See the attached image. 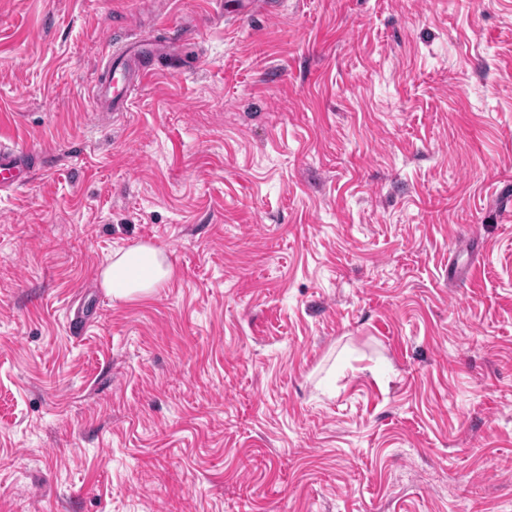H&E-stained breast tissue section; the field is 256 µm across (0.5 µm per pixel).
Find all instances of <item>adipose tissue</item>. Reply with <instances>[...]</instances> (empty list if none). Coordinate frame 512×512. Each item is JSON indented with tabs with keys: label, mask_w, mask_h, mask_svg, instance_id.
I'll use <instances>...</instances> for the list:
<instances>
[{
	"label": "adipose tissue",
	"mask_w": 512,
	"mask_h": 512,
	"mask_svg": "<svg viewBox=\"0 0 512 512\" xmlns=\"http://www.w3.org/2000/svg\"><path fill=\"white\" fill-rule=\"evenodd\" d=\"M172 276L163 250L145 243L113 252L101 272V285L114 301L150 295Z\"/></svg>",
	"instance_id": "obj_1"
}]
</instances>
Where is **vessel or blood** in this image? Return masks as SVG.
Here are the masks:
<instances>
[{
    "instance_id": "obj_1",
    "label": "vessel or blood",
    "mask_w": 512,
    "mask_h": 512,
    "mask_svg": "<svg viewBox=\"0 0 512 512\" xmlns=\"http://www.w3.org/2000/svg\"><path fill=\"white\" fill-rule=\"evenodd\" d=\"M160 27L168 32L167 40L158 42L132 35L126 43L106 50L104 64L95 83L97 111L118 115L128 111L133 91L153 76L157 63L178 50L176 26L164 21ZM31 157V152L0 141V190L26 180L32 170Z\"/></svg>"
}]
</instances>
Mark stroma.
Returning <instances> with one entry per match:
<instances>
[{
  "label": "stroma",
  "instance_id": "stroma-1",
  "mask_svg": "<svg viewBox=\"0 0 512 512\" xmlns=\"http://www.w3.org/2000/svg\"><path fill=\"white\" fill-rule=\"evenodd\" d=\"M3 139L0 512H512V0H0ZM159 27L169 33L167 40L158 42L130 35L126 43L106 50L104 64L95 83L96 111L115 112L116 115L128 112L132 92L154 75L157 63L178 50L176 26L162 21ZM32 153L0 141V190L12 188L32 171ZM100 276L113 301L127 302L161 287L171 278L172 267L163 250L140 243L114 251Z\"/></svg>",
  "mask_w": 512,
  "mask_h": 512
}]
</instances>
